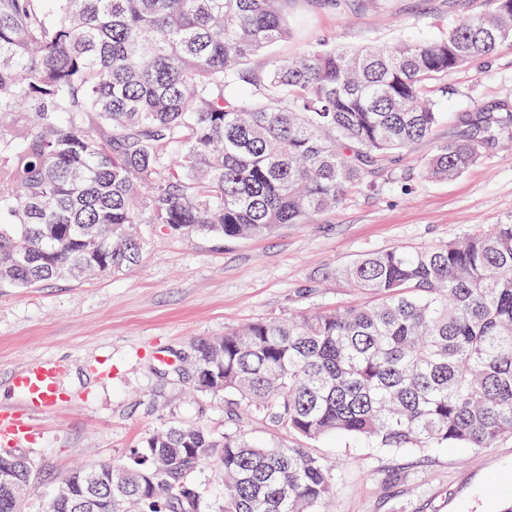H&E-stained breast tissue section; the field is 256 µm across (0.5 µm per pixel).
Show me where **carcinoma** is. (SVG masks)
Segmentation results:
<instances>
[{"label":"carcinoma","instance_id":"carcinoma-1","mask_svg":"<svg viewBox=\"0 0 512 512\" xmlns=\"http://www.w3.org/2000/svg\"><path fill=\"white\" fill-rule=\"evenodd\" d=\"M486 2L441 38L320 40L280 57L288 0H0V288L130 268L137 224L237 239L335 208L432 136L449 71L512 41V0ZM456 120L479 136L436 146L422 177L462 174L512 111ZM338 273L375 302L192 342L198 391L309 440L492 448L512 436V222ZM214 458L218 506L197 480ZM5 468L15 484L0 512H21L32 466L0 452ZM332 493L304 448L174 423L121 466L64 477L44 512H316Z\"/></svg>","mask_w":512,"mask_h":512}]
</instances>
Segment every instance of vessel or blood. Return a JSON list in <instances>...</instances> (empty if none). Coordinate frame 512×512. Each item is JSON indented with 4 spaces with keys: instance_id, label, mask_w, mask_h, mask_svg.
Listing matches in <instances>:
<instances>
[{
    "instance_id": "b4317fda",
    "label": "vessel or blood",
    "mask_w": 512,
    "mask_h": 512,
    "mask_svg": "<svg viewBox=\"0 0 512 512\" xmlns=\"http://www.w3.org/2000/svg\"><path fill=\"white\" fill-rule=\"evenodd\" d=\"M57 360L42 358L27 364L12 376L15 391L22 398V410H0V436L15 442L28 440L33 430L31 414L58 405L65 399L59 380Z\"/></svg>"
}]
</instances>
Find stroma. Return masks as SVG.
I'll list each match as a JSON object with an SVG mask.
<instances>
[{
	"mask_svg": "<svg viewBox=\"0 0 512 512\" xmlns=\"http://www.w3.org/2000/svg\"><path fill=\"white\" fill-rule=\"evenodd\" d=\"M482 3L290 0L292 34L273 52L292 56L323 38L339 47L433 38ZM444 85V117L432 140L394 154L372 183L352 187L310 223L234 240L144 224L143 259L127 271L0 289V407L19 406L12 376L42 357L60 362L69 394L33 417L34 436L23 447L33 467L25 512H43L76 467L124 464L132 448L172 423L217 439L237 429L259 443L308 449L335 479L327 512H498L512 498V437L468 450L378 448L338 435L308 440L250 416L228 420L223 397L194 391L191 374L174 372L193 339L367 301L337 275L362 255L431 248L512 221V135H500L455 179L420 175L435 145L470 135L455 115L512 102V42L449 72Z\"/></svg>",
	"mask_w": 512,
	"mask_h": 512,
	"instance_id": "obj_1",
	"label": "stroma"
}]
</instances>
